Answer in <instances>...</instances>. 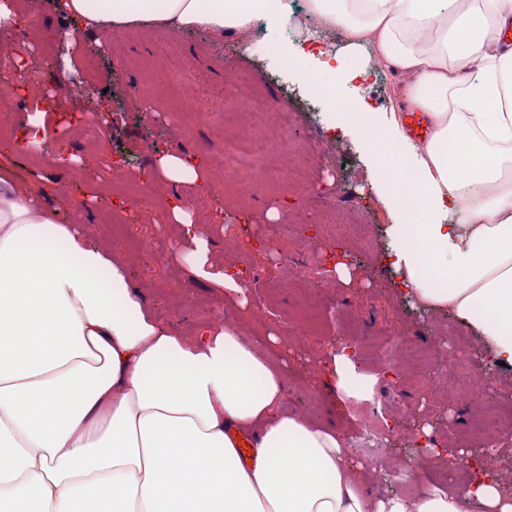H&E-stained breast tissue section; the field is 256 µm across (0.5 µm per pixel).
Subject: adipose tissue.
I'll use <instances>...</instances> for the list:
<instances>
[{
	"mask_svg": "<svg viewBox=\"0 0 512 512\" xmlns=\"http://www.w3.org/2000/svg\"><path fill=\"white\" fill-rule=\"evenodd\" d=\"M75 39L155 23L244 32L290 26L285 0H59ZM349 51L368 45L430 120L350 122L406 170L393 186L392 255L409 299L448 310L512 367V0H308ZM0 165V512H512L494 477L451 493L375 497L342 432L282 412L288 367L239 325L193 340L158 321L125 263ZM194 271L242 293L187 235ZM249 435L245 463L235 443Z\"/></svg>",
	"mask_w": 512,
	"mask_h": 512,
	"instance_id": "1",
	"label": "adipose tissue"
}]
</instances>
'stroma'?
Wrapping results in <instances>:
<instances>
[{
	"label": "stroma",
	"instance_id": "35a3bbf8",
	"mask_svg": "<svg viewBox=\"0 0 512 512\" xmlns=\"http://www.w3.org/2000/svg\"><path fill=\"white\" fill-rule=\"evenodd\" d=\"M23 2L21 20L10 34L12 54L37 53L42 43L54 40L63 72L57 78L42 74V98L16 100L10 107L7 126L16 131L30 120H39L44 129L42 146L54 156L55 164L43 168L34 150L28 148L1 151L0 164L12 167L28 183L40 174L49 175L56 186L47 189L46 204L58 208L67 223L80 225L95 243L125 258L131 279L140 286L159 320L188 337L198 336L208 327L239 323L249 340L264 349L274 348L286 360V408L336 426L347 437L359 430L361 418L355 404L337 392L324 366L328 344L347 337L345 313L339 301L352 296L362 299L373 316L374 330L389 325L418 336L435 345L442 356L457 357L474 371L488 364L490 354L479 338H471L465 346L452 345L439 331L440 325L451 323V316L441 310L422 309L400 291L401 274L387 260L393 210L374 168V153L354 127L336 123L334 113L322 104L300 97L302 79L298 71L283 72L287 58L297 55L298 40L285 39L276 29L263 31L261 43L272 45L273 50L259 54L246 50L245 40L235 34L183 33L178 42L172 43L167 29L136 25L119 29L118 51L101 50L99 73L87 80L79 72L89 50L88 42L69 36L66 19L51 0ZM345 47L341 40L327 45L325 53L309 55L311 68L330 73L339 67L351 72L363 69V76L337 84V95L351 102L366 98L379 113L397 107L392 90L401 82L399 75L375 62L370 52L361 49L349 53ZM171 72L181 76L176 95L149 103L129 97V82L149 73L163 77ZM245 76L252 77L254 87L266 95L288 97L296 106L295 112L286 116L269 114L257 125L258 135L276 140L285 132L306 143L320 132L331 142L334 159L340 164L332 166V159L326 158L315 162V192L348 199L351 205L375 214L380 222L375 245L323 240L309 194L281 185L261 188L241 208L227 209L224 177L210 163V150L220 142L222 132L217 125L188 119L176 97L189 94L202 78L219 93L226 84ZM91 120L105 124L106 137L86 138L85 126ZM175 130L180 133V153L202 165V183L175 185L156 170L154 160L167 151ZM200 192L212 194L214 205L202 216L196 230L209 241L212 263H233L241 268L251 319L238 320L236 293L194 275L190 261L170 256V203ZM132 193L142 198L139 208L117 212L115 223H101L104 211ZM286 220L295 239L311 243V253L297 248L289 252L287 260L275 258L271 229ZM142 240L158 244L159 259L148 262L142 258L137 247ZM339 249L354 259L352 279L346 284L326 269L330 254ZM287 266L299 273L300 282L284 292L274 283ZM306 289L324 297L319 306L320 319L312 325L304 323L299 315ZM283 326L288 329L287 336L281 337L277 345H269L268 333ZM373 395L379 406L387 408L396 402L405 406L406 416L392 419L391 424L406 433H416L419 425L432 420L426 412L430 401L414 378L377 381ZM383 445L390 457L405 459L423 485L448 490V459L423 460L405 454L401 441L389 437L384 438Z\"/></svg>",
	"mask_w": 512,
	"mask_h": 512
}]
</instances>
